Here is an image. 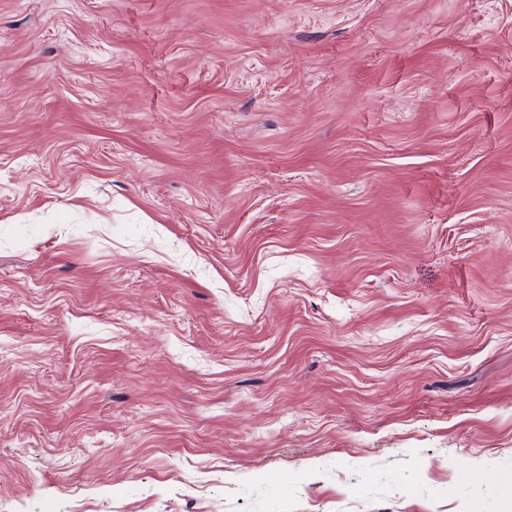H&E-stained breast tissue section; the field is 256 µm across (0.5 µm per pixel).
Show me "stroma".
I'll list each match as a JSON object with an SVG mask.
<instances>
[{"mask_svg": "<svg viewBox=\"0 0 512 512\" xmlns=\"http://www.w3.org/2000/svg\"><path fill=\"white\" fill-rule=\"evenodd\" d=\"M0 512H512V0H0Z\"/></svg>", "mask_w": 512, "mask_h": 512, "instance_id": "1", "label": "stroma"}]
</instances>
